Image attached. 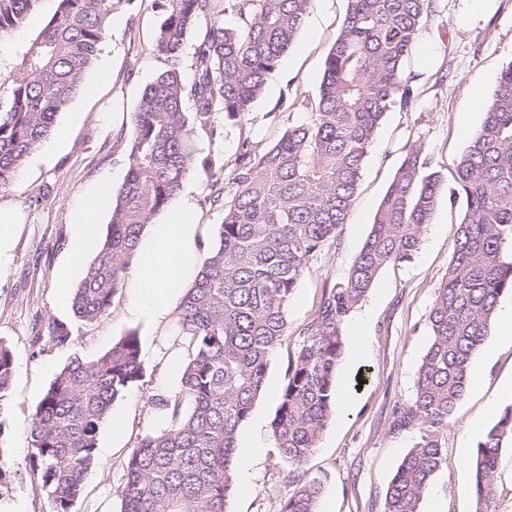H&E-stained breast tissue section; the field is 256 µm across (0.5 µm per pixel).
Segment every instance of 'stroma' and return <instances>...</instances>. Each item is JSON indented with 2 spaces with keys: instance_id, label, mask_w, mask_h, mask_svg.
Here are the masks:
<instances>
[{
  "instance_id": "obj_1",
  "label": "stroma",
  "mask_w": 512,
  "mask_h": 512,
  "mask_svg": "<svg viewBox=\"0 0 512 512\" xmlns=\"http://www.w3.org/2000/svg\"><path fill=\"white\" fill-rule=\"evenodd\" d=\"M348 0H313L305 23L277 74L245 118L223 115L217 138L200 135V156L224 157V195L232 197L243 141L267 146L292 124L308 122L300 105L315 97L324 61L346 15ZM58 8L38 0L24 24L0 36V93H6L30 43ZM163 19L160 0H118L106 39L83 89L58 119V140L48 160L27 158L11 185L0 191L25 213L14 260L0 275V340L15 355L9 401L0 415V445L9 464L0 479V512H51L29 466L33 414L55 374L72 358H97L128 332H136L143 378L112 407L124 422L120 435L101 428L98 463L84 480L74 512H120L126 463L136 443L169 416L157 402L173 396L185 352L176 346V323L150 324L128 311L129 288L115 296L111 314L93 326L77 322L60 302L57 272L66 261L70 211L100 183L117 190L127 173L131 115L144 87L162 68L154 48ZM512 62V0H434L406 62L415 98L388 112L364 162L349 218L336 242L310 258L288 306V330L267 368L263 390L238 433L239 446L254 447L249 463L235 466L236 489L228 512H279L305 478L323 483L319 507L330 512H382L387 487L402 458L419 438L415 426L396 421L408 405L430 340L428 313L453 257L455 230L465 212L451 199L454 163L489 100L497 77ZM418 144L441 175L438 206L419 249L405 262L384 268L343 329L344 354L336 372L338 407L305 471L288 468L271 434V422L288 381L287 366L303 339L325 290L343 281L370 231L376 210L406 148ZM198 221L215 242L222 209L211 207L210 180L202 169L187 177ZM72 331L68 344L50 340L53 323ZM472 382L443 433L444 459L424 495L420 512H472L468 462L498 414L512 406V329L495 322L472 362Z\"/></svg>"
}]
</instances>
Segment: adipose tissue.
<instances>
[{
  "label": "adipose tissue",
  "mask_w": 512,
  "mask_h": 512,
  "mask_svg": "<svg viewBox=\"0 0 512 512\" xmlns=\"http://www.w3.org/2000/svg\"><path fill=\"white\" fill-rule=\"evenodd\" d=\"M107 197V191H94L84 204L72 209L69 256L59 271L60 279H68L71 270L94 249L96 214ZM196 211L193 196L183 189L169 208L145 225L127 278L133 292L132 315L153 323L174 317L181 295L204 262Z\"/></svg>",
  "instance_id": "adipose-tissue-1"
}]
</instances>
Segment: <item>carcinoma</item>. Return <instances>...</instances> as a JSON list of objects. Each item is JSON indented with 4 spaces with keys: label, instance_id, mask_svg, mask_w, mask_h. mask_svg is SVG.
<instances>
[{
    "label": "carcinoma",
    "instance_id": "cac0c4a2",
    "mask_svg": "<svg viewBox=\"0 0 512 512\" xmlns=\"http://www.w3.org/2000/svg\"><path fill=\"white\" fill-rule=\"evenodd\" d=\"M38 0H0V33L20 26ZM312 0H163L155 48L164 67L132 115L125 180L112 197L100 249L74 290V317L94 325L111 314L144 226L201 166L212 204L224 211L217 243L177 306V345L186 351L179 389L163 406L167 427L143 436L126 463L120 512H227L237 436L263 389L270 357L286 335L291 296L311 257L336 242L386 112L406 109L414 88L404 62L433 0H349L327 54L311 120L288 126L267 148L244 142L231 200L221 156L198 157L197 138L215 136V115L243 118L294 44ZM115 0H59L31 43L10 92L0 96V190L47 140L101 50ZM231 14L236 24H224ZM191 63L185 45L200 24ZM192 98L194 111L185 109ZM451 196L466 203L454 255L428 315L430 342L412 402L397 421L418 441L387 488L383 512H419L443 462V431L472 379V359L490 335L500 297L512 291V62L502 68L484 119L455 162ZM440 175L419 145L408 147L346 279L323 295L288 364L271 423L288 466L301 470L336 407L342 328L385 267L418 249L437 207ZM15 365L0 342V415ZM144 374L131 331L93 360L75 358L35 408L32 471L53 505L72 512L95 464L97 437L113 403ZM512 445V406L486 431L469 462L475 512H496L500 452ZM311 478L280 512H316Z\"/></svg>",
    "mask_w": 512,
    "mask_h": 512
}]
</instances>
